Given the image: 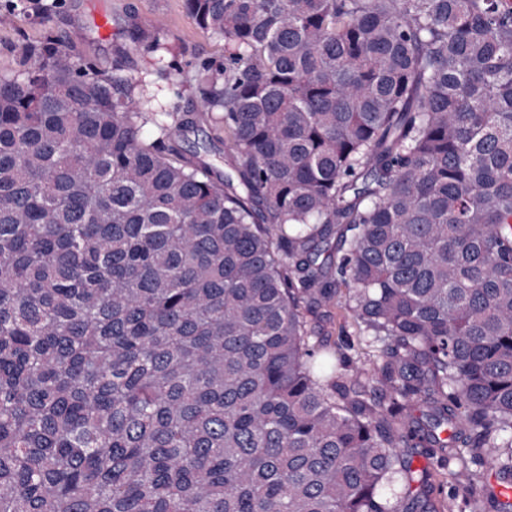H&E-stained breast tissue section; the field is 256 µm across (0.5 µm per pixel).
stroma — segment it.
I'll return each instance as SVG.
<instances>
[{"label": "stroma", "mask_w": 512, "mask_h": 512, "mask_svg": "<svg viewBox=\"0 0 512 512\" xmlns=\"http://www.w3.org/2000/svg\"><path fill=\"white\" fill-rule=\"evenodd\" d=\"M43 0H0V14L12 15L0 25V77L19 75L24 51L46 41L60 44L76 61L111 74L120 66L140 91L142 109H165L180 115L200 111L193 88L202 64H222L224 41L202 33L185 14L183 0H56L43 16ZM159 36L161 46L145 52L141 43ZM339 290L319 314L308 316L312 343H334L348 372L369 368L358 326Z\"/></svg>", "instance_id": "35a3bbf8"}]
</instances>
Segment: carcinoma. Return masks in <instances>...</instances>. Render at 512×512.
Wrapping results in <instances>:
<instances>
[{"label": "carcinoma", "mask_w": 512, "mask_h": 512, "mask_svg": "<svg viewBox=\"0 0 512 512\" xmlns=\"http://www.w3.org/2000/svg\"><path fill=\"white\" fill-rule=\"evenodd\" d=\"M183 5L222 178L118 68L0 77V512H512V0ZM224 134L218 131H215V129L209 124V123H201L200 126L195 130L194 132H189L188 134L182 135V133L177 132L175 135L176 142L179 144V146L183 150H192L194 143H196L198 140H204V139H211L213 138L212 144L214 145V152L222 153L224 152V144L221 140H219L217 137H223ZM348 292L342 286L332 303L323 307L318 315L307 317L311 332V343L319 344L328 340L336 342V355L346 365L349 373L356 374L363 369H371L372 363L366 359L359 344L358 326L352 313L346 309L345 299Z\"/></svg>", "instance_id": "obj_1"}]
</instances>
